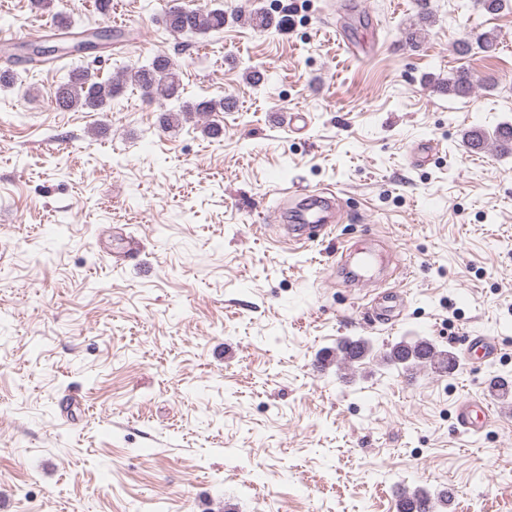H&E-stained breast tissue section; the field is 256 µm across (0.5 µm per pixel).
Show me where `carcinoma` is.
Returning a JSON list of instances; mask_svg holds the SVG:
<instances>
[{"mask_svg": "<svg viewBox=\"0 0 512 512\" xmlns=\"http://www.w3.org/2000/svg\"><path fill=\"white\" fill-rule=\"evenodd\" d=\"M225 21L222 8L176 4L165 12V26L176 35L221 32ZM128 84L138 88L149 101H158L164 106L177 104L175 108L164 109L159 120L162 128L171 126L180 112L208 116L213 112H228L235 107V101L228 96L202 99L194 103L184 101L180 71L172 59L163 54L156 55L145 65L127 67L119 75L105 80L90 68L80 67L56 85L52 97L59 111L109 112L113 102ZM439 88L455 96L465 97L472 93L473 85L467 73L459 71L448 82L439 85ZM370 358L383 369L402 368L412 371L428 367L437 372L452 373L457 368L456 356L452 351L442 349L422 337L402 339L379 353L374 351L368 340L347 337L336 343V349L328 350L323 355V359L336 364L338 371L351 369ZM430 499L432 495L425 490L405 494L400 512H422L414 508V504Z\"/></svg>", "mask_w": 512, "mask_h": 512, "instance_id": "1", "label": "carcinoma"}]
</instances>
